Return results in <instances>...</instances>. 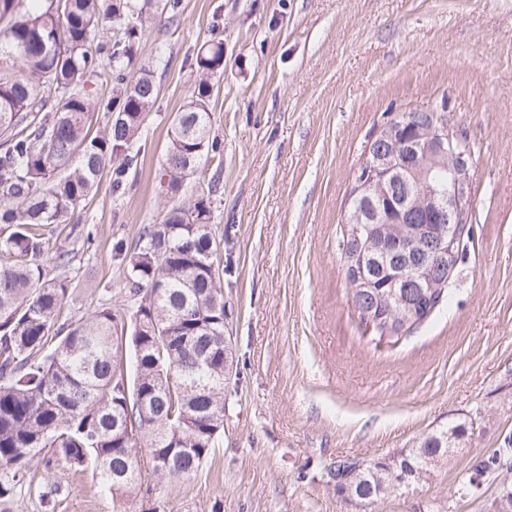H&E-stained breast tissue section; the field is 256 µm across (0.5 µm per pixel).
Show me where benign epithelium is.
I'll return each mask as SVG.
<instances>
[{"instance_id":"1","label":"benign epithelium","mask_w":512,"mask_h":512,"mask_svg":"<svg viewBox=\"0 0 512 512\" xmlns=\"http://www.w3.org/2000/svg\"><path fill=\"white\" fill-rule=\"evenodd\" d=\"M414 118L398 113L369 141L354 181L372 201L369 213L352 215L354 233L372 235L375 224H411L415 248L407 264L420 274L418 287L443 288L437 274L450 268L453 238L471 207L474 153L448 113L447 105L418 106ZM367 255H353L345 269L355 284L372 287L361 269Z\"/></svg>"}]
</instances>
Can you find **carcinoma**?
Returning a JSON list of instances; mask_svg holds the SVG:
<instances>
[{
	"mask_svg": "<svg viewBox=\"0 0 512 512\" xmlns=\"http://www.w3.org/2000/svg\"><path fill=\"white\" fill-rule=\"evenodd\" d=\"M144 7L134 0H0V502L21 495L50 501L62 490L28 480L31 464L64 460L70 472L88 469L112 501L141 491L143 472L179 482L198 472L224 428V285L232 251L213 237L211 194L172 203L159 224L143 227L136 246L112 245L124 265L123 292L130 325L118 332L116 314L99 307L69 319L66 268L73 251L60 245L46 260L41 227L67 224L107 166L120 191L137 166L132 146L158 97L153 71L132 75L145 32ZM198 74L174 121L162 170V193L176 197L184 179L224 153L211 135V78L224 72V40L197 52ZM107 76L113 95L99 98ZM110 118L90 135L94 113ZM405 224H378L385 241L407 246ZM397 256L372 255L378 305L390 301L386 282ZM361 318L370 303L352 293ZM468 427L451 424L413 447L393 453L388 468L408 477L395 482L387 468L336 462L337 495L352 503L379 501L419 483L444 459L466 450ZM144 441L149 459L134 448ZM512 440L489 458L476 457L469 484L489 471H509ZM494 512H512V480L504 475Z\"/></svg>",
	"mask_w": 512,
	"mask_h": 512,
	"instance_id": "obj_1",
	"label": "carcinoma"
}]
</instances>
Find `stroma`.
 Returning <instances> with one entry per match:
<instances>
[{"label":"stroma","mask_w":512,"mask_h":512,"mask_svg":"<svg viewBox=\"0 0 512 512\" xmlns=\"http://www.w3.org/2000/svg\"><path fill=\"white\" fill-rule=\"evenodd\" d=\"M137 64L158 88L134 145L124 190L102 177L74 223L48 226V248L76 257L65 309L88 317L126 307L112 243L135 244L171 205L155 177L187 101L200 46L224 40L210 99L222 157L187 179L181 199L213 198L212 233L235 266L224 275L239 381L224 384L213 455L181 483L148 485L166 512H489L497 473L464 488L472 457L512 437V0H146ZM446 104L473 150V234L449 280L447 305L397 339L355 310L338 241L353 172L389 113ZM466 423L465 452L400 496L363 508L336 495L327 471L377 459L433 430ZM55 474V508L38 498L0 512H116L92 472Z\"/></svg>","instance_id":"stroma-1"}]
</instances>
